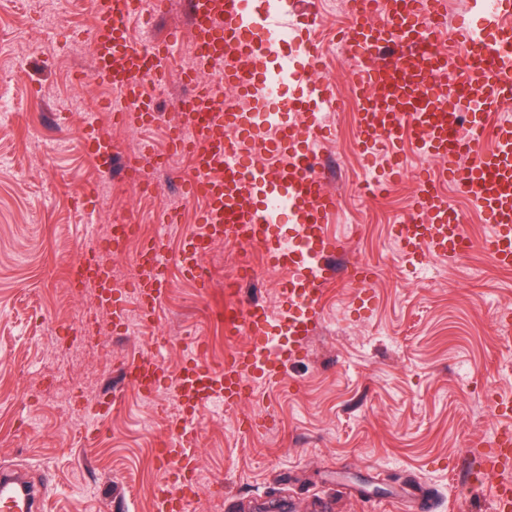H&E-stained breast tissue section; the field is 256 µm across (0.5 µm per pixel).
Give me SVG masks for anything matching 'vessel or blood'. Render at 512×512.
I'll return each mask as SVG.
<instances>
[{
  "instance_id": "obj_1",
  "label": "vessel or blood",
  "mask_w": 512,
  "mask_h": 512,
  "mask_svg": "<svg viewBox=\"0 0 512 512\" xmlns=\"http://www.w3.org/2000/svg\"><path fill=\"white\" fill-rule=\"evenodd\" d=\"M162 0H93L97 26L92 42L94 78L119 86L121 99L108 101L115 118L151 121L155 108L139 78L148 72L164 77L168 48H136L127 39L132 15L161 6ZM361 8L348 25L346 39L354 56L364 60L354 85L366 96L359 115L358 152L376 155L388 178L366 179L365 194L388 192L390 176L400 174L403 146L411 144L427 159L439 160L440 172L423 170L415 178L411 223L396 225L394 240L410 261L433 253L452 260L480 249L502 271L512 270V0H494L479 22L459 24L451 33L463 53L456 58L427 51H410L424 39L420 0H360ZM192 20L200 70L220 69L221 80L198 81L190 101L181 104L182 123L175 133L176 149L192 154L186 180L190 198L206 202L199 223L184 236L182 263L196 280L207 281L201 265L210 242L224 238L248 247L272 270L287 271L279 292L284 308L272 317L257 302L233 304L224 313L225 341L233 352L218 365L198 362L187 353L176 385L182 413L174 420L159 450L180 474L178 488L158 485L156 512H183L197 494L192 475L201 436L199 407L218 401L236 405L252 384L270 386L280 380L288 361L301 355L322 318L325 289L331 278L329 262L344 250L342 239L330 237L326 220L338 208L318 172L317 148L333 130L323 116L334 109L336 97L314 74L322 60L320 44L309 43L305 71L257 72L258 60L280 51L272 24L275 0H183ZM237 83L247 111L224 107L225 82ZM288 83L300 84L301 95L291 105L302 113V127L283 121L265 108L267 97ZM468 99L470 124L466 137L456 135L457 104ZM273 127L274 139L263 131ZM83 138L99 167L112 165V144L93 120H86ZM492 148H485V140ZM451 184L484 214L492 232L473 241L450 197L441 191ZM139 310L153 321L166 296L169 258L164 233L145 238L134 259ZM342 279L355 285L362 304L372 295L367 266L340 269ZM76 287L95 283L115 317L124 305L98 259L89 251L70 272ZM163 362L148 353L127 362L125 382L152 391ZM492 466L512 469V428L496 429L490 442ZM45 474L42 485L51 484ZM42 485L20 475L0 474V512H43Z\"/></svg>"
}]
</instances>
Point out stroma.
Here are the masks:
<instances>
[{
    "label": "stroma",
    "mask_w": 512,
    "mask_h": 512,
    "mask_svg": "<svg viewBox=\"0 0 512 512\" xmlns=\"http://www.w3.org/2000/svg\"><path fill=\"white\" fill-rule=\"evenodd\" d=\"M41 0H0V44L11 56L0 65V85L15 99L0 115V467L33 477L50 471L48 512H155L154 489L174 479L157 458L147 426L177 416L169 392L187 344L201 338L213 361L228 353L224 325L214 313L225 304L226 259L216 253L207 287L172 269L171 289L158 320L171 344L156 398L146 401L122 386L123 362L149 350V337L114 332L108 318L77 329L80 311L97 301L94 287L76 291L67 265L95 246L80 222L85 190L110 192L77 144L83 99L97 106L75 79L73 41L89 40L91 9L73 14L56 0L57 20L46 26ZM134 36L157 42L187 33L179 0L133 20ZM329 156L345 175L335 185L349 223H329L348 254L372 267L371 305L354 289L330 282L324 316L298 359L288 362L273 389H253L237 406L202 423L197 465L205 487L185 512H257L282 501L287 512H494L490 486L468 484L472 451L502 422L488 399L512 397V341L502 334L512 310V272L497 270L479 250L458 261L430 254L411 263L396 250L394 224L411 212L413 174L434 161L410 155L407 173L386 198H364L360 182L374 159L354 143L357 119L336 112ZM74 172L56 183L59 168ZM163 207L182 216L167 236L177 258L183 232L197 224L202 201L186 199L176 178L156 173ZM120 211L99 209L101 225L117 219L156 231L160 208L141 204L127 189ZM120 387V407L103 401ZM98 417L91 443L59 433L69 418Z\"/></svg>",
    "instance_id": "stroma-1"
}]
</instances>
